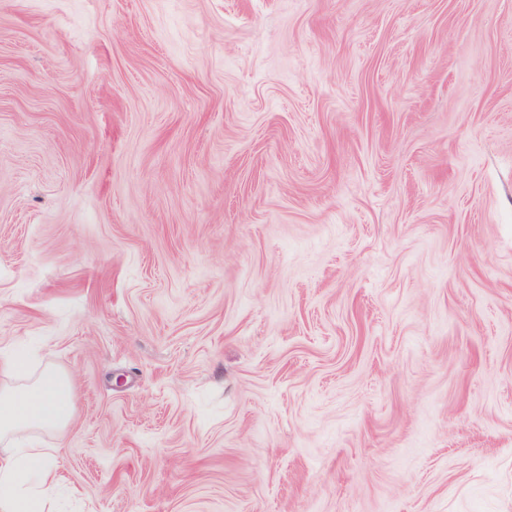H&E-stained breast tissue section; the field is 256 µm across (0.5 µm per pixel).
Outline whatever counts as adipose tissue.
<instances>
[{"mask_svg":"<svg viewBox=\"0 0 512 512\" xmlns=\"http://www.w3.org/2000/svg\"><path fill=\"white\" fill-rule=\"evenodd\" d=\"M19 366L0 358V512H45L58 476V451L44 447L41 432L63 429L73 406V388L45 371L20 378Z\"/></svg>","mask_w":512,"mask_h":512,"instance_id":"ef3b65f1","label":"adipose tissue"}]
</instances>
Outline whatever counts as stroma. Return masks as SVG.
I'll return each mask as SVG.
<instances>
[{"mask_svg": "<svg viewBox=\"0 0 512 512\" xmlns=\"http://www.w3.org/2000/svg\"><path fill=\"white\" fill-rule=\"evenodd\" d=\"M0 351L51 512H512V0H0ZM19 373L15 362L0 358V440L11 447L0 450V511L44 512L58 485V449L44 448L36 432L68 424L73 388L52 371L18 383Z\"/></svg>", "mask_w": 512, "mask_h": 512, "instance_id": "1", "label": "stroma"}]
</instances>
